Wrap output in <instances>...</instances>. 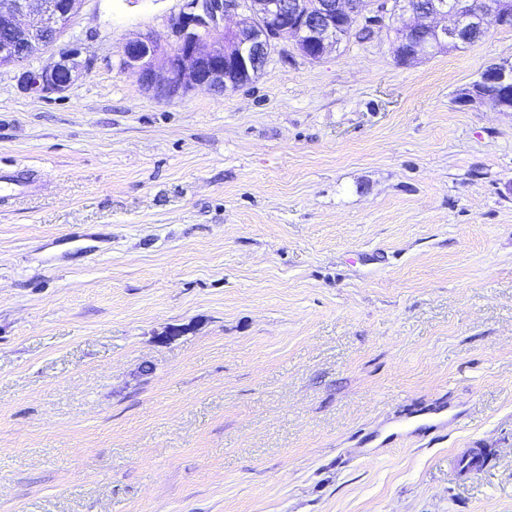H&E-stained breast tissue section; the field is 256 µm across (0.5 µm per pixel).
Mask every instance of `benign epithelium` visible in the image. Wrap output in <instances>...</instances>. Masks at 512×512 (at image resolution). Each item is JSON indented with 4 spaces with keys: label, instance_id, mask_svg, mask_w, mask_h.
Masks as SVG:
<instances>
[{
    "label": "benign epithelium",
    "instance_id": "1",
    "mask_svg": "<svg viewBox=\"0 0 512 512\" xmlns=\"http://www.w3.org/2000/svg\"><path fill=\"white\" fill-rule=\"evenodd\" d=\"M82 0H0V68H19L28 90L61 94L88 69L81 51L71 43L53 63L32 68L29 60L39 47L57 42L70 28ZM394 7L414 22L404 27L417 43L400 54L413 59L428 50L468 41L471 33L489 26L512 27V0H484L474 9L472 0H432L423 8L412 0H396ZM190 12L178 17L177 45L167 51L150 36L126 42L119 52L120 68L160 98H171L196 87L223 92L227 86L247 84L245 75L263 69L272 43L288 33L310 59L321 58L350 29L357 0H319L314 15L301 11L298 0H189ZM238 18L233 29L224 18ZM448 19L450 23L440 24ZM512 89V66L494 63L476 84L461 94L468 103L489 99L498 107L495 89Z\"/></svg>",
    "mask_w": 512,
    "mask_h": 512
}]
</instances>
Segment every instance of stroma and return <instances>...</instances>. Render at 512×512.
I'll list each match as a JSON object with an SVG mask.
<instances>
[{"instance_id": "35a3bbf8", "label": "stroma", "mask_w": 512, "mask_h": 512, "mask_svg": "<svg viewBox=\"0 0 512 512\" xmlns=\"http://www.w3.org/2000/svg\"><path fill=\"white\" fill-rule=\"evenodd\" d=\"M186 7L82 0L62 94L0 69V512H512V112L456 101L512 29L163 99L119 51Z\"/></svg>"}]
</instances>
